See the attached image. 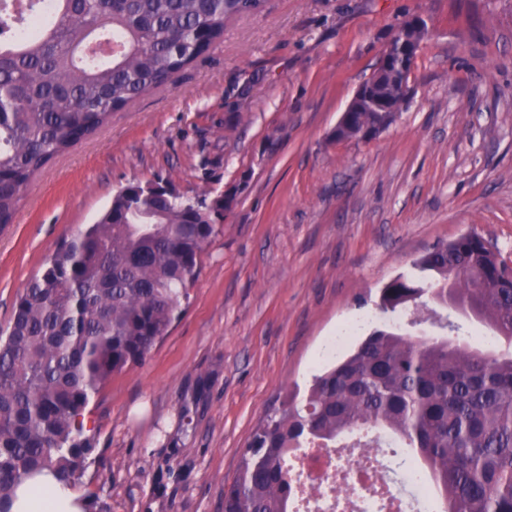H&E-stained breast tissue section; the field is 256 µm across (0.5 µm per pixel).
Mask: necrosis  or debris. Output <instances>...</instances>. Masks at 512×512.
<instances>
[{
    "label": "necrosis or debris",
    "instance_id": "1",
    "mask_svg": "<svg viewBox=\"0 0 512 512\" xmlns=\"http://www.w3.org/2000/svg\"><path fill=\"white\" fill-rule=\"evenodd\" d=\"M381 435L358 447L307 448L288 459L296 494L290 512H377L379 497L391 499L393 512H435L428 472L411 465L393 485L382 484Z\"/></svg>",
    "mask_w": 512,
    "mask_h": 512
}]
</instances>
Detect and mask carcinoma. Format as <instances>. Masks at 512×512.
Returning a JSON list of instances; mask_svg holds the SVG:
<instances>
[{
	"mask_svg": "<svg viewBox=\"0 0 512 512\" xmlns=\"http://www.w3.org/2000/svg\"><path fill=\"white\" fill-rule=\"evenodd\" d=\"M0 0V225L33 175L103 126L112 112L206 53L232 17L262 0ZM36 19V30L21 27ZM411 18V43L426 30ZM410 72L379 61L342 140H364L394 121ZM234 197L183 200L167 183L131 184L99 220L65 241L17 299L0 333V512L12 491L52 468L71 484L92 450L83 436L92 395L141 362L163 338L198 257ZM421 278L380 290L383 313L446 311L512 344V267L478 235L427 250ZM402 440L429 472L440 512H512V350L477 349L459 337L373 330L304 395H284L244 451L224 512H288V456L327 448L363 428Z\"/></svg>",
	"mask_w": 512,
	"mask_h": 512,
	"instance_id": "1",
	"label": "carcinoma"
}]
</instances>
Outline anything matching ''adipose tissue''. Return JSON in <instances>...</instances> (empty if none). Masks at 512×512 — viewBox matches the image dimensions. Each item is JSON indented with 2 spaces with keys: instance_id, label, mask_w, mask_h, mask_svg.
I'll return each mask as SVG.
<instances>
[{
  "instance_id": "adipose-tissue-1",
  "label": "adipose tissue",
  "mask_w": 512,
  "mask_h": 512,
  "mask_svg": "<svg viewBox=\"0 0 512 512\" xmlns=\"http://www.w3.org/2000/svg\"><path fill=\"white\" fill-rule=\"evenodd\" d=\"M87 505L56 471L46 470L22 481L11 512H86Z\"/></svg>"
}]
</instances>
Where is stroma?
Wrapping results in <instances>:
<instances>
[{
    "instance_id": "35a3bbf8",
    "label": "stroma",
    "mask_w": 512,
    "mask_h": 512,
    "mask_svg": "<svg viewBox=\"0 0 512 512\" xmlns=\"http://www.w3.org/2000/svg\"><path fill=\"white\" fill-rule=\"evenodd\" d=\"M426 20L396 121L336 123L401 23ZM231 192L145 360L85 411L88 512H224L266 414L429 248L467 233L512 263V0H263L212 50L30 181L0 229V330L59 243L131 183Z\"/></svg>"
}]
</instances>
